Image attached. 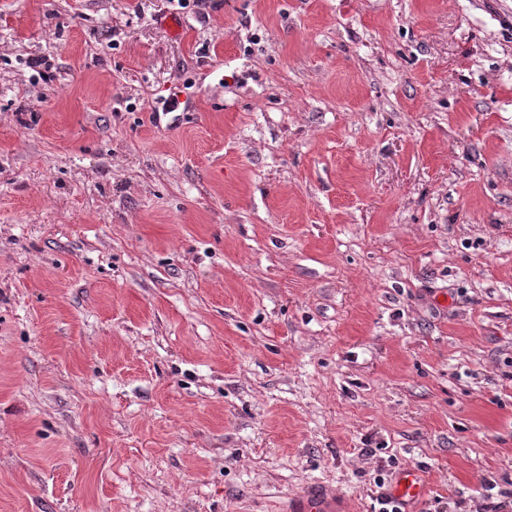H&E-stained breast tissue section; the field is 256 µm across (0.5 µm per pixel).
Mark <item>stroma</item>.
I'll use <instances>...</instances> for the list:
<instances>
[{
	"instance_id": "1",
	"label": "stroma",
	"mask_w": 512,
	"mask_h": 512,
	"mask_svg": "<svg viewBox=\"0 0 512 512\" xmlns=\"http://www.w3.org/2000/svg\"><path fill=\"white\" fill-rule=\"evenodd\" d=\"M402 469L512 497V0H0V512Z\"/></svg>"
}]
</instances>
